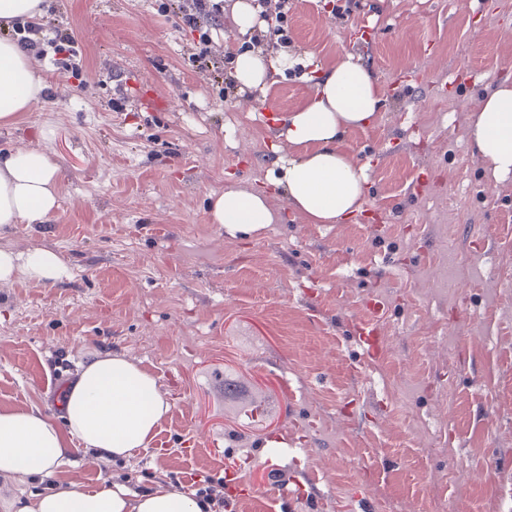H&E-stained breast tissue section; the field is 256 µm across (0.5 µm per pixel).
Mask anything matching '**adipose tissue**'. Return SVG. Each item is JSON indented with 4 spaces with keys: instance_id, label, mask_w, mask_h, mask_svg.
<instances>
[{
    "instance_id": "ef3b65f1",
    "label": "adipose tissue",
    "mask_w": 512,
    "mask_h": 512,
    "mask_svg": "<svg viewBox=\"0 0 512 512\" xmlns=\"http://www.w3.org/2000/svg\"><path fill=\"white\" fill-rule=\"evenodd\" d=\"M298 62L287 51L239 52L231 78L239 91L266 93L276 75ZM313 95L280 117L271 150L274 170L256 187H229L212 194L210 223L226 234L257 236L277 219L272 207L284 197L292 212L309 224H341L362 213L366 168L354 164L339 145L348 131L369 125L384 98L373 68L348 53L315 73ZM44 80L28 53L0 37V124L11 125L37 101ZM475 153L495 178L512 175V82L499 83L478 102L468 126ZM293 153L282 156V146ZM59 168L43 151L0 153V227L42 224L58 206ZM23 275L40 283L68 276L60 256L47 248H0V282ZM63 417L71 437L87 450L115 459L147 447L170 410L156 379L125 357L89 353L63 397ZM69 450L53 421L38 409L0 411V478L38 477L65 465ZM202 499L159 486L143 494L115 483L94 492L59 486L24 501L0 499V512H207Z\"/></svg>"
}]
</instances>
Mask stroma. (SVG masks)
Returning a JSON list of instances; mask_svg holds the SVG:
<instances>
[{"mask_svg": "<svg viewBox=\"0 0 512 512\" xmlns=\"http://www.w3.org/2000/svg\"><path fill=\"white\" fill-rule=\"evenodd\" d=\"M168 2L48 0L75 67L33 58L44 95L0 127V151L46 152L59 205L0 228V246L52 249L69 277L0 282V411L59 421L97 350L153 375L171 411L127 458L67 440L69 464L12 480L8 496L158 482L192 494L234 472L254 493L233 512H512V175L494 178L467 134L480 96L512 78V0H493L485 23L481 0H354L347 17L336 0H289L285 42L224 22L214 58L306 59L261 102L198 69ZM346 53L385 96L343 140L367 168L363 213L308 224L277 198L282 219L258 237L209 223L210 195L264 181L274 118ZM370 315L387 338L372 358L352 337ZM276 437L304 455L272 456V478L250 460Z\"/></svg>", "mask_w": 512, "mask_h": 512, "instance_id": "35a3bbf8", "label": "stroma"}]
</instances>
